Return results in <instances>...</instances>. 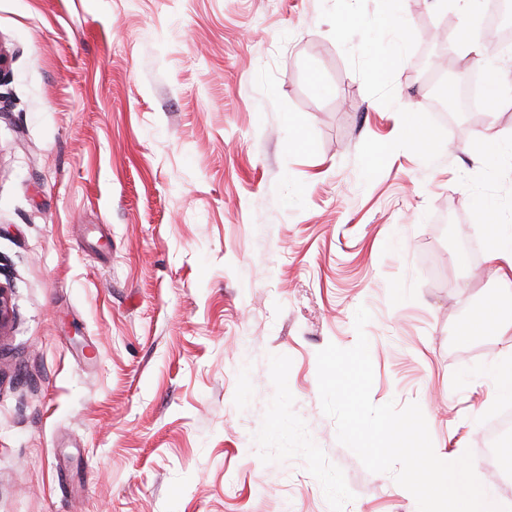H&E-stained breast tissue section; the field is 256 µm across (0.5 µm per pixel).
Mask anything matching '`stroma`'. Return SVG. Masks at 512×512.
Masks as SVG:
<instances>
[{"label":"stroma","mask_w":512,"mask_h":512,"mask_svg":"<svg viewBox=\"0 0 512 512\" xmlns=\"http://www.w3.org/2000/svg\"><path fill=\"white\" fill-rule=\"evenodd\" d=\"M485 13L0 0V512H417L321 408L361 306L372 401L481 456L512 337L457 327L496 297L478 202L512 222V173L411 67L419 19L478 43Z\"/></svg>","instance_id":"stroma-1"}]
</instances>
